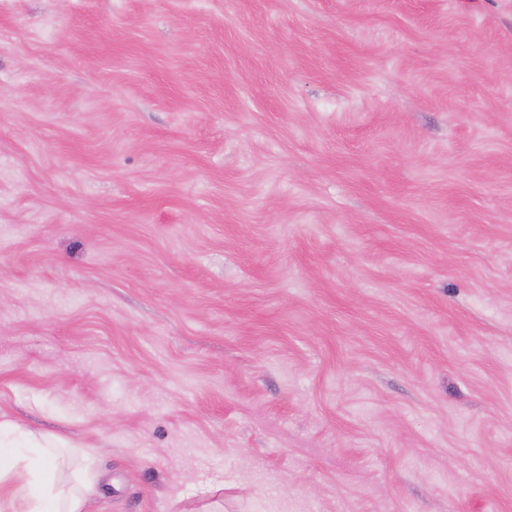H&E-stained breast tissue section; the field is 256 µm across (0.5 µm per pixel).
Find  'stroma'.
Here are the masks:
<instances>
[{
  "label": "stroma",
  "instance_id": "1",
  "mask_svg": "<svg viewBox=\"0 0 512 512\" xmlns=\"http://www.w3.org/2000/svg\"><path fill=\"white\" fill-rule=\"evenodd\" d=\"M0 423L88 512H512V0H0Z\"/></svg>",
  "mask_w": 512,
  "mask_h": 512
}]
</instances>
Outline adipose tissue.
<instances>
[{"mask_svg": "<svg viewBox=\"0 0 512 512\" xmlns=\"http://www.w3.org/2000/svg\"><path fill=\"white\" fill-rule=\"evenodd\" d=\"M87 474L38 443L0 448V512H86Z\"/></svg>", "mask_w": 512, "mask_h": 512, "instance_id": "obj_1", "label": "adipose tissue"}]
</instances>
